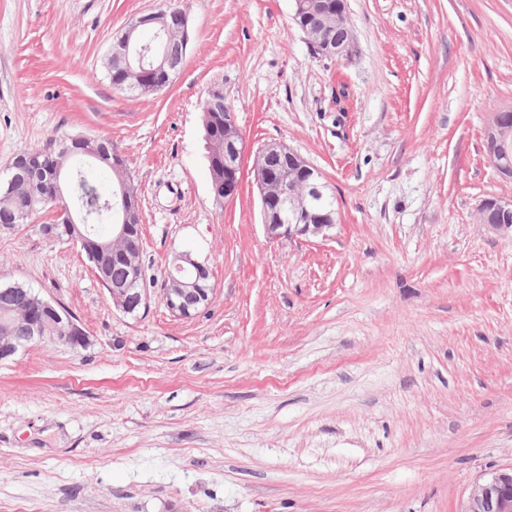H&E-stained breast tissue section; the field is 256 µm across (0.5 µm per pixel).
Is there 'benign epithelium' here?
I'll return each mask as SVG.
<instances>
[{
    "mask_svg": "<svg viewBox=\"0 0 512 512\" xmlns=\"http://www.w3.org/2000/svg\"><path fill=\"white\" fill-rule=\"evenodd\" d=\"M294 18L314 52L319 56L340 59L350 52L352 30L348 25L344 0H294ZM177 24L171 26L166 11L150 13L133 20L113 43L109 70L141 77V88L154 93L166 88L180 69L190 42V21L187 13H175ZM153 26L162 36L160 44L151 48L139 43L136 32ZM490 158L498 172L512 178V112L494 114L485 129ZM80 153L92 160L102 158L99 139L79 138ZM242 139L224 141V199H233L239 191L242 160ZM12 165L20 170L37 168L39 154L26 152L14 158ZM255 173L260 189L264 231L268 238L293 236L325 237L335 223L334 211L313 208L307 201L324 195L321 174L300 154L280 142L265 144L257 153ZM480 223L495 234L512 233V200L486 198L479 208ZM67 232L62 237L80 245L81 250L95 258L112 250V258L121 256L117 247L136 241L129 224L133 213L124 216V223L114 225L112 238L72 236L68 230L80 220V215L65 208L60 210ZM169 267L179 273L191 268V276L174 288H163V297L171 313L188 318L208 304L211 289L208 267L188 253L176 255ZM143 272L132 269L128 286L118 292L108 289L117 309L132 314L147 306V289L140 287ZM9 299H25L21 308H0L5 321L0 332V362L33 342L47 339L45 331L52 328L53 339L76 347L86 342L83 330L71 314L39 297L26 298L20 286L9 287L0 293ZM464 512H512V466L499 469L476 483L468 496Z\"/></svg>",
    "mask_w": 512,
    "mask_h": 512,
    "instance_id": "obj_1",
    "label": "benign epithelium"
}]
</instances>
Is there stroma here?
<instances>
[{
  "label": "stroma",
  "mask_w": 512,
  "mask_h": 512,
  "mask_svg": "<svg viewBox=\"0 0 512 512\" xmlns=\"http://www.w3.org/2000/svg\"><path fill=\"white\" fill-rule=\"evenodd\" d=\"M176 6L192 40L164 90L105 60ZM353 45L314 55L293 0H0V177L23 151L105 137L141 206L146 309H116L80 247L0 229V284L73 315L87 343L0 362V512H463L512 465V199L484 130L512 109V0H346ZM242 136L215 201L201 104ZM281 142L322 174L326 238L268 239L254 162ZM210 304L174 317V253ZM480 223L495 234H512V200L486 198L479 208Z\"/></svg>",
  "instance_id": "stroma-1"
}]
</instances>
